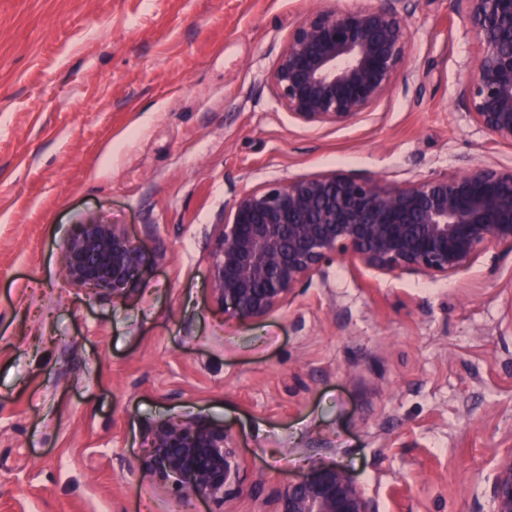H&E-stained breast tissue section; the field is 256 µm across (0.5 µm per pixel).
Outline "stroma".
<instances>
[{"label": "stroma", "instance_id": "obj_1", "mask_svg": "<svg viewBox=\"0 0 512 512\" xmlns=\"http://www.w3.org/2000/svg\"><path fill=\"white\" fill-rule=\"evenodd\" d=\"M320 0H0V512H209L142 479L153 429L224 425L274 512L318 463L379 512H493L512 451V255L447 279L336 260L260 319L212 294L232 193L332 171L392 182L512 166L455 96L476 49L420 0L391 93L306 127L270 82ZM157 248L129 296L69 284L76 225Z\"/></svg>", "mask_w": 512, "mask_h": 512}]
</instances>
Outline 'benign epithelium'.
<instances>
[{"label": "benign epithelium", "instance_id": "1", "mask_svg": "<svg viewBox=\"0 0 512 512\" xmlns=\"http://www.w3.org/2000/svg\"><path fill=\"white\" fill-rule=\"evenodd\" d=\"M310 12L288 35L272 86L288 116L305 126H343L377 105L404 73L412 0H336ZM476 47L456 96L471 121L512 145V0H453ZM490 250L512 254V166L473 161L455 173L389 182L331 172L278 180L233 195L211 254L212 293L245 319L266 316L305 278L336 258L380 274L448 278ZM149 250L119 224L76 225L61 253L64 277L81 288L125 297ZM142 477L224 505L248 476L224 425L167 420L152 432ZM494 512H512V452L499 462ZM275 512H378L343 468L319 464L277 495Z\"/></svg>", "mask_w": 512, "mask_h": 512}]
</instances>
